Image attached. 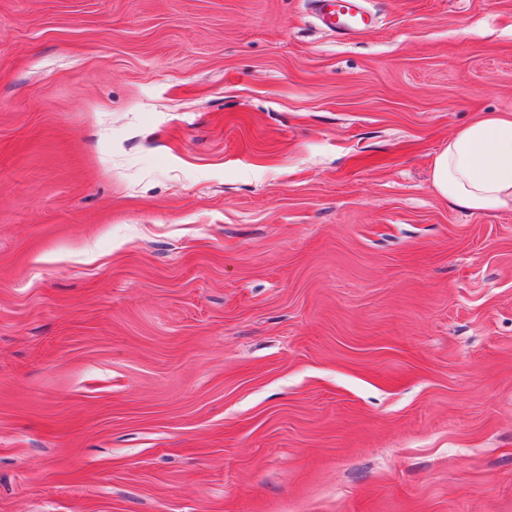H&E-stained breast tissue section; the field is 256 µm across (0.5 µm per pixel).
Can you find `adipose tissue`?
I'll return each instance as SVG.
<instances>
[{"label": "adipose tissue", "instance_id": "1", "mask_svg": "<svg viewBox=\"0 0 512 512\" xmlns=\"http://www.w3.org/2000/svg\"><path fill=\"white\" fill-rule=\"evenodd\" d=\"M432 186L463 210L512 211V116L488 114L449 138L433 159Z\"/></svg>", "mask_w": 512, "mask_h": 512}]
</instances>
